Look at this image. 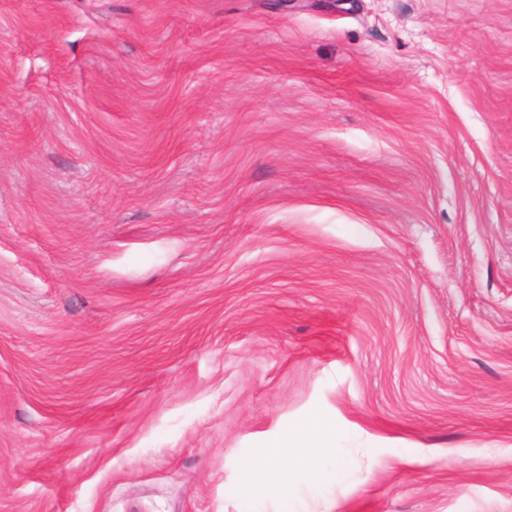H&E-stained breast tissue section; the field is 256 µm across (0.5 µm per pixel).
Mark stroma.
I'll return each instance as SVG.
<instances>
[{
  "instance_id": "obj_1",
  "label": "stroma",
  "mask_w": 512,
  "mask_h": 512,
  "mask_svg": "<svg viewBox=\"0 0 512 512\" xmlns=\"http://www.w3.org/2000/svg\"><path fill=\"white\" fill-rule=\"evenodd\" d=\"M512 512V0H0V512ZM338 452L333 422L324 417L299 421L283 429L264 448L249 453L247 491L272 486L288 493L297 470L310 469L323 457L336 459Z\"/></svg>"
}]
</instances>
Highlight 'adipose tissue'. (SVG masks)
<instances>
[{
    "instance_id": "ef3b65f1",
    "label": "adipose tissue",
    "mask_w": 512,
    "mask_h": 512,
    "mask_svg": "<svg viewBox=\"0 0 512 512\" xmlns=\"http://www.w3.org/2000/svg\"><path fill=\"white\" fill-rule=\"evenodd\" d=\"M338 452L333 422L323 417L299 421L283 429L267 446L250 452L246 488L287 489L297 470L311 468L316 460L336 457Z\"/></svg>"
}]
</instances>
